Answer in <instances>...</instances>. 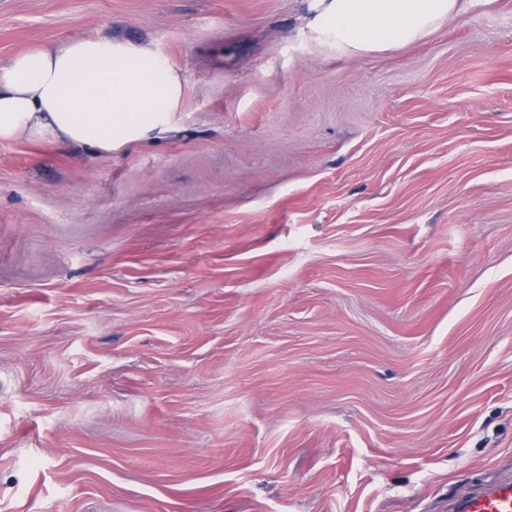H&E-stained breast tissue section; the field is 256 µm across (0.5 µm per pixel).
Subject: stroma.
Masks as SVG:
<instances>
[{"instance_id": "1", "label": "stroma", "mask_w": 512, "mask_h": 512, "mask_svg": "<svg viewBox=\"0 0 512 512\" xmlns=\"http://www.w3.org/2000/svg\"><path fill=\"white\" fill-rule=\"evenodd\" d=\"M318 0H0L122 36L160 139L0 140V512H449L512 478V0L352 54Z\"/></svg>"}]
</instances>
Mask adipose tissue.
Masks as SVG:
<instances>
[{"label":"adipose tissue","mask_w":512,"mask_h":512,"mask_svg":"<svg viewBox=\"0 0 512 512\" xmlns=\"http://www.w3.org/2000/svg\"><path fill=\"white\" fill-rule=\"evenodd\" d=\"M312 29L353 53L421 40L460 0H319ZM181 79L148 47L79 37L0 63V140H49L108 154L167 131Z\"/></svg>","instance_id":"adipose-tissue-1"}]
</instances>
